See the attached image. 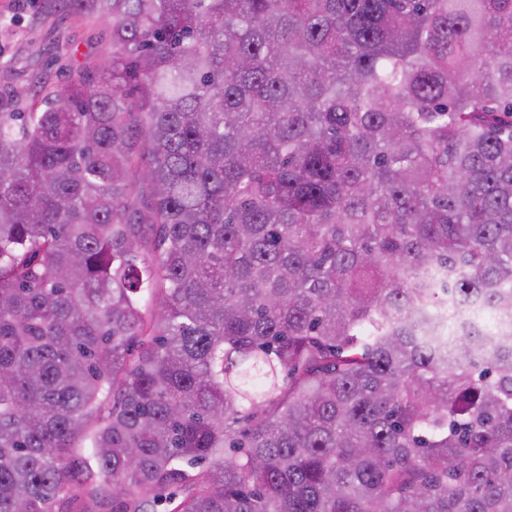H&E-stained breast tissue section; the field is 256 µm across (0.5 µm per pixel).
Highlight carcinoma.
Returning <instances> with one entry per match:
<instances>
[{"label": "carcinoma", "mask_w": 512, "mask_h": 512, "mask_svg": "<svg viewBox=\"0 0 512 512\" xmlns=\"http://www.w3.org/2000/svg\"><path fill=\"white\" fill-rule=\"evenodd\" d=\"M53 2L0 512H512V0Z\"/></svg>", "instance_id": "obj_1"}]
</instances>
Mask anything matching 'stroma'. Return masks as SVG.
<instances>
[{"instance_id":"stroma-1","label":"stroma","mask_w":512,"mask_h":512,"mask_svg":"<svg viewBox=\"0 0 512 512\" xmlns=\"http://www.w3.org/2000/svg\"><path fill=\"white\" fill-rule=\"evenodd\" d=\"M11 35L0 41V84L34 93L40 83L64 77L69 61L106 46L108 29L58 10L47 14L37 0H0V27Z\"/></svg>"}]
</instances>
